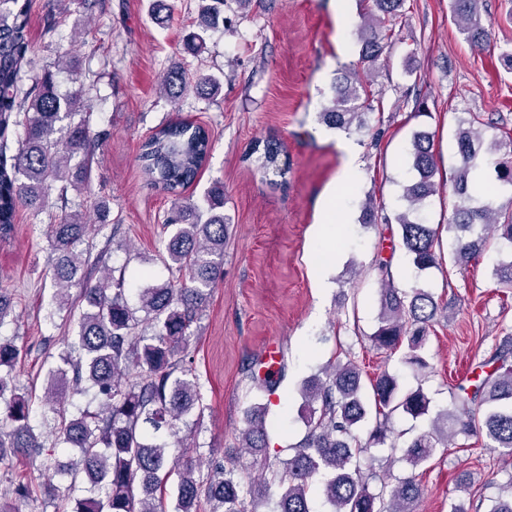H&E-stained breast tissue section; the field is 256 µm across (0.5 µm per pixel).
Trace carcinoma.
<instances>
[{
	"instance_id": "carcinoma-1",
	"label": "carcinoma",
	"mask_w": 512,
	"mask_h": 512,
	"mask_svg": "<svg viewBox=\"0 0 512 512\" xmlns=\"http://www.w3.org/2000/svg\"><path fill=\"white\" fill-rule=\"evenodd\" d=\"M226 0H201L198 32L189 44L197 48L209 31L230 29L224 18ZM404 0H372L369 19L357 31L360 62L375 63L387 42V19ZM484 0H451L453 17L475 47L488 40L483 20ZM29 0H0V236L11 232L17 208L44 204L49 191L81 193L90 185V163L100 145L91 133L85 102L79 92L59 95L53 75L45 72L23 86L29 63ZM164 93L176 101L190 87L186 72L174 66L162 81ZM368 87L343 76L334 86L331 105L320 113L331 128L349 132L367 127ZM512 142L485 143L477 115L461 121L455 138L459 165L453 179L458 204L448 218L453 234L448 256L466 267L491 243L512 253V210L477 203L473 199L476 171L491 167L504 189L512 188V160L501 152ZM211 149L209 132L197 125L170 122L159 127L141 148L139 161L159 191L179 196L194 183ZM83 154L80 164L73 156ZM281 145L275 140L255 146L256 168L281 173ZM407 157L414 179L404 188L408 211L396 216L399 237L413 266L420 272L439 265L438 231L409 214L421 209L435 194L437 165L433 139L416 132ZM168 237L159 261L178 272L179 284H147L138 289L139 306H130L124 272L104 268L94 281L81 272L89 241L88 224L78 214L65 215L52 225L51 249L56 254L52 281L60 305L69 302V290L80 287L89 309L80 314L77 345L61 356L62 365L48 372L43 423L53 424L56 443L77 449L69 468L56 465L48 453L45 466L75 483L86 477L90 496L72 501L70 512H260L258 504L271 488L278 489L270 512H313L311 480L323 475L321 495L330 512H417L422 488L410 474L389 484L373 470L363 472V453L383 445L391 434L396 411L413 418L430 411L423 389L403 393L398 379L383 373L370 381L374 403L365 395L362 373L348 359L328 363L321 374L302 382L300 410L307 432L287 448L288 457L270 455L265 426L270 396L284 377L285 367L261 376L247 369L253 403L246 413L240 452L258 466L249 481L237 474L228 459L217 471L196 474V463L171 454L166 442H152L148 431L176 435V423L195 408H203L200 386L185 353L199 319L206 291L221 277L224 262V186L213 183L202 201L173 203L165 220ZM381 283L379 326L370 336L374 347L395 353L420 371L430 368L423 356L427 336L439 304L424 288L401 290L394 285L389 263L377 264ZM144 316H138V313ZM150 326L152 334L145 333ZM20 351L0 336V464L26 450L46 448V437L30 419L29 392L14 384L12 373ZM490 372L475 377L471 386L458 385L452 407L438 413L429 430L414 436L402 448L401 460L415 471L425 466L436 448H447L463 434L479 433L485 447L512 457V336L503 337L485 365ZM96 389L100 407L71 415L66 408L69 391L82 392L83 384Z\"/></svg>"
}]
</instances>
